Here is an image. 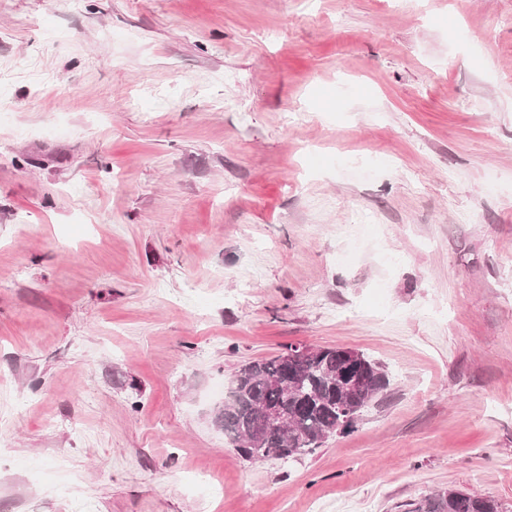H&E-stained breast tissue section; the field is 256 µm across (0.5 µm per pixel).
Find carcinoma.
<instances>
[{
  "label": "carcinoma",
  "instance_id": "cac0c4a2",
  "mask_svg": "<svg viewBox=\"0 0 512 512\" xmlns=\"http://www.w3.org/2000/svg\"><path fill=\"white\" fill-rule=\"evenodd\" d=\"M288 346L271 359L242 365L230 380L221 423L233 450L246 461L284 459L310 453L334 436L356 429L364 409L383 393L389 380L379 363L360 354L363 383L345 384L347 354L338 347H312L300 358ZM280 408L288 423L266 416ZM407 512H503L490 496L445 489L408 503Z\"/></svg>",
  "mask_w": 512,
  "mask_h": 512
}]
</instances>
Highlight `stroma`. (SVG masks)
<instances>
[{
  "label": "stroma",
  "mask_w": 512,
  "mask_h": 512,
  "mask_svg": "<svg viewBox=\"0 0 512 512\" xmlns=\"http://www.w3.org/2000/svg\"><path fill=\"white\" fill-rule=\"evenodd\" d=\"M0 512H512V0H0ZM345 347L249 462L240 365ZM302 347L290 345L280 355L246 363L233 374L221 423L231 447L244 460L310 453L334 435L354 432L364 409L389 385L380 364L361 352L359 365L357 354L349 355L346 378L350 386H358L360 366L363 383L349 388L344 351L312 347L298 358ZM274 379L288 380V390L273 384ZM272 408L283 409L288 418L269 410V420L265 411ZM406 506L407 512H504L501 504L490 496H476L457 489H445Z\"/></svg>",
  "instance_id": "1"
}]
</instances>
